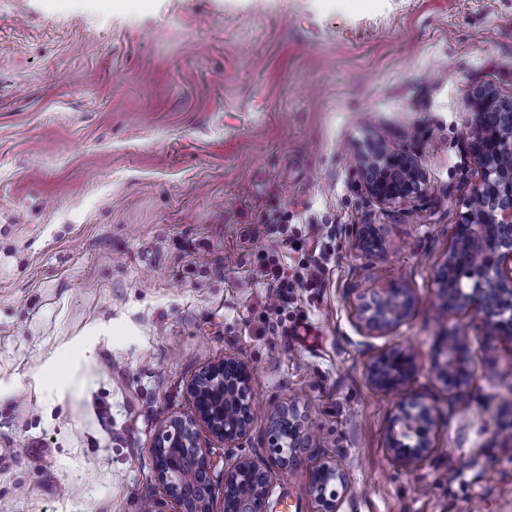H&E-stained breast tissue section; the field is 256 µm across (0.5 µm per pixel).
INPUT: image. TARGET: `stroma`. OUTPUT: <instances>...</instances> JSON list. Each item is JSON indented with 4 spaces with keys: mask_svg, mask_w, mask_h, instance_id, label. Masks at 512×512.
Instances as JSON below:
<instances>
[{
    "mask_svg": "<svg viewBox=\"0 0 512 512\" xmlns=\"http://www.w3.org/2000/svg\"><path fill=\"white\" fill-rule=\"evenodd\" d=\"M486 86L512 98V0H0V512H174L150 449L227 355L253 377L241 453L266 457L291 399L318 439L271 512H320L326 454L336 512H512V344L443 316L435 281ZM377 142L419 158L420 198L367 193ZM314 262L320 283L273 296L268 267ZM390 282L415 309L365 335ZM458 331L473 376L451 395L436 344ZM397 344L437 416L412 469L368 379ZM321 479L309 488V492L319 502L321 512H335L336 510V488L340 485L345 487L347 477L344 469L333 457H328L320 463L316 473Z\"/></svg>",
    "mask_w": 512,
    "mask_h": 512,
    "instance_id": "35a3bbf8",
    "label": "stroma"
}]
</instances>
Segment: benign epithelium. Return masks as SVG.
<instances>
[{"instance_id": "1", "label": "benign epithelium", "mask_w": 512, "mask_h": 512, "mask_svg": "<svg viewBox=\"0 0 512 512\" xmlns=\"http://www.w3.org/2000/svg\"><path fill=\"white\" fill-rule=\"evenodd\" d=\"M474 120L467 123L466 148L479 178L463 203L465 211L456 224L448 254L435 272L445 295L448 315L473 314L482 319L491 336L512 341V99L493 88H484L471 99ZM367 193L383 205L412 202L423 192L422 170L412 154L379 145L361 160ZM416 304L412 289L391 283L377 291L370 310L359 312L362 328L370 335L395 331ZM468 337L455 334L444 353L441 379L448 392H458L471 381ZM417 369V355L393 346L382 352L369 368V379L378 390L404 397ZM194 411L172 419L159 430L151 452H164L156 473L175 512H213L211 456L201 441V431L234 448L251 426L253 397L251 374L234 357L203 369L190 385ZM268 429L269 460L229 453L224 458V483L251 476L258 479L252 498L243 499L238 512H270L269 486L273 468L286 470L310 447L313 435L305 417L291 402L276 407ZM436 418L429 407L418 413L399 402L389 434V447L400 464L413 468L432 451ZM321 479L309 488L321 512H335L336 486L347 484L344 469L335 458L320 463Z\"/></svg>"}]
</instances>
